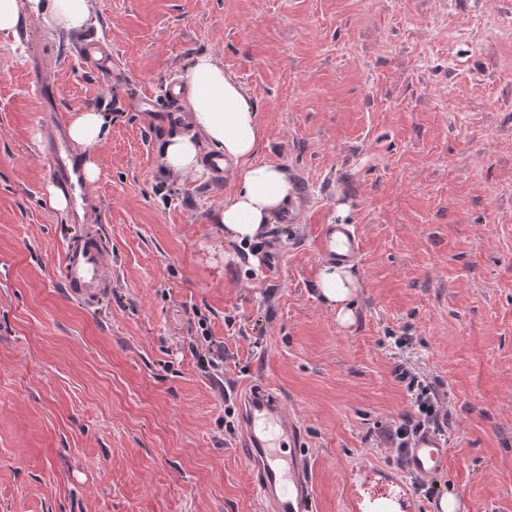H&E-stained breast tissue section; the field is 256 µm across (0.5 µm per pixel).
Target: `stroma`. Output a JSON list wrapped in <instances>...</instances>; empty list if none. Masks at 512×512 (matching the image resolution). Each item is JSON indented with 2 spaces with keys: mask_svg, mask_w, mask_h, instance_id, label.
<instances>
[{
  "mask_svg": "<svg viewBox=\"0 0 512 512\" xmlns=\"http://www.w3.org/2000/svg\"><path fill=\"white\" fill-rule=\"evenodd\" d=\"M91 22L0 42V512H262L234 449L233 395L274 384L301 423L315 512L348 474L401 476L384 440L438 402L444 494L512 512V0H90ZM96 33L112 68L83 61ZM255 104L257 160L302 179L300 223L257 242L216 216L233 189L177 175L161 147L193 57ZM107 137L80 215L51 205L49 116ZM322 224H351L362 288L344 326L317 293ZM107 244L98 303L63 284L67 243ZM278 247L277 278L263 257ZM109 132L108 119L101 112L86 110L77 112L68 126L70 141L82 151L88 152Z\"/></svg>",
  "mask_w": 512,
  "mask_h": 512,
  "instance_id": "obj_1",
  "label": "stroma"
}]
</instances>
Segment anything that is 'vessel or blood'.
<instances>
[{
	"label": "vessel or blood",
	"instance_id": "1",
	"mask_svg": "<svg viewBox=\"0 0 512 512\" xmlns=\"http://www.w3.org/2000/svg\"><path fill=\"white\" fill-rule=\"evenodd\" d=\"M50 127L54 140L47 146L52 180L67 194L73 208L84 205L88 194L81 166L72 154L65 123L53 117ZM323 257L339 262H356L361 239L348 224L321 225L318 234ZM106 244L100 236L89 233L68 243L63 256L64 286L69 295L95 300L109 286V272L104 257ZM235 448L247 462L264 512H308L313 488L308 469L302 431L288 415L282 393L261 381L244 384L236 393ZM448 465L444 438L430 431H420L407 448L402 468L406 474L424 483L443 473ZM415 493L400 500L389 495L371 499L369 512H401L414 508Z\"/></svg>",
	"mask_w": 512,
	"mask_h": 512
}]
</instances>
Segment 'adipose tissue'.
I'll return each mask as SVG.
<instances>
[{
	"label": "adipose tissue",
	"mask_w": 512,
	"mask_h": 512,
	"mask_svg": "<svg viewBox=\"0 0 512 512\" xmlns=\"http://www.w3.org/2000/svg\"><path fill=\"white\" fill-rule=\"evenodd\" d=\"M89 18V0H0V39H17L19 29L31 21L52 30H71L82 27ZM175 91L188 107L191 130L166 141V169L182 175L198 172L202 143L212 145L234 179V190L225 198L218 220L233 239L252 242L293 198V187L282 169L255 158L261 137L255 105L208 54L193 59ZM108 132L105 115L93 110L76 113L68 126L70 141L84 151ZM360 287L349 266L330 262L322 265L318 293L335 310L339 323L354 322V301Z\"/></svg>",
	"instance_id": "obj_1"
}]
</instances>
